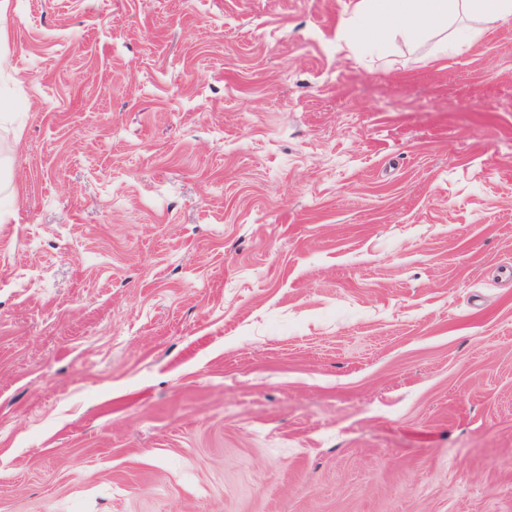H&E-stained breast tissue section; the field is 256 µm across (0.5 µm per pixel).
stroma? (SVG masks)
Here are the masks:
<instances>
[{"label": "stroma", "mask_w": 512, "mask_h": 512, "mask_svg": "<svg viewBox=\"0 0 512 512\" xmlns=\"http://www.w3.org/2000/svg\"><path fill=\"white\" fill-rule=\"evenodd\" d=\"M0 0V512H512V22ZM459 13L486 27L512 20L511 0H351L336 30V45L346 57L363 43L379 49L412 46L424 35L445 34L440 53L448 54V36Z\"/></svg>", "instance_id": "obj_1"}]
</instances>
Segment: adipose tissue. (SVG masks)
<instances>
[{
	"instance_id": "obj_1",
	"label": "adipose tissue",
	"mask_w": 512,
	"mask_h": 512,
	"mask_svg": "<svg viewBox=\"0 0 512 512\" xmlns=\"http://www.w3.org/2000/svg\"><path fill=\"white\" fill-rule=\"evenodd\" d=\"M510 20L512 0H350L336 45L352 56L365 43L412 46L423 36L447 32L459 51L480 35L481 25Z\"/></svg>"
}]
</instances>
